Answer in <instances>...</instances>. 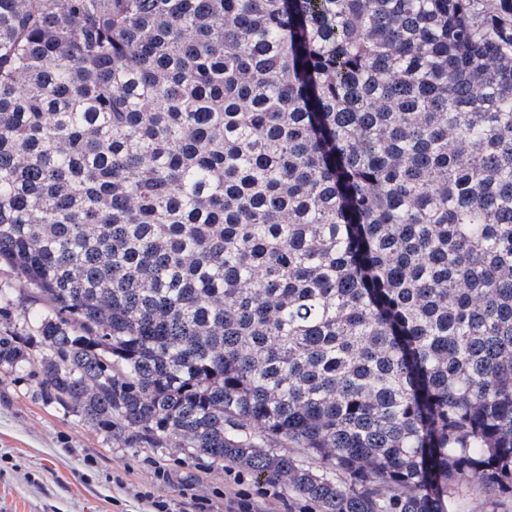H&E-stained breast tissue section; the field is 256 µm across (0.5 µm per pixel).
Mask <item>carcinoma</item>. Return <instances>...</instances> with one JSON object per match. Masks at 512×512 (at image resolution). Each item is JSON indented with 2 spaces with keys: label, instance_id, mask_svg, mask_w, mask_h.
Here are the masks:
<instances>
[{
  "label": "carcinoma",
  "instance_id": "1",
  "mask_svg": "<svg viewBox=\"0 0 512 512\" xmlns=\"http://www.w3.org/2000/svg\"><path fill=\"white\" fill-rule=\"evenodd\" d=\"M0 263V380L106 439L512 496V0H0Z\"/></svg>",
  "mask_w": 512,
  "mask_h": 512
}]
</instances>
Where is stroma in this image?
Instances as JSON below:
<instances>
[{
	"label": "stroma",
	"instance_id": "1",
	"mask_svg": "<svg viewBox=\"0 0 512 512\" xmlns=\"http://www.w3.org/2000/svg\"><path fill=\"white\" fill-rule=\"evenodd\" d=\"M225 467L176 446L127 448L0 384V512H230ZM453 512H512V497L456 485Z\"/></svg>",
	"mask_w": 512,
	"mask_h": 512
}]
</instances>
